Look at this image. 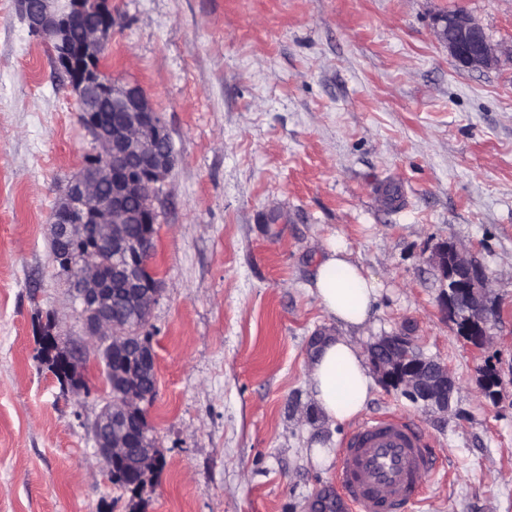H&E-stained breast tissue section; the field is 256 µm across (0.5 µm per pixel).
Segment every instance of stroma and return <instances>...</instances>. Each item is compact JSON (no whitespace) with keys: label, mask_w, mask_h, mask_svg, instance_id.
<instances>
[{"label":"stroma","mask_w":512,"mask_h":512,"mask_svg":"<svg viewBox=\"0 0 512 512\" xmlns=\"http://www.w3.org/2000/svg\"><path fill=\"white\" fill-rule=\"evenodd\" d=\"M110 2L106 68L142 87L176 152L143 328L165 464L137 493L113 486L91 433L102 364L88 358L77 394L38 358L46 318L84 339L48 218L94 143L17 0H0V512H341L336 464L310 448L338 454L352 426L326 422L307 373L339 331L309 292L333 237L384 285L360 347L402 334L456 378L447 412L381 384L363 411L424 433L437 468L414 512H512V0ZM458 7L496 67H459L436 39ZM446 241L473 248L501 305L480 351L441 305Z\"/></svg>","instance_id":"obj_1"}]
</instances>
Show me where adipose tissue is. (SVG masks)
Here are the masks:
<instances>
[{
  "instance_id": "obj_1",
  "label": "adipose tissue",
  "mask_w": 512,
  "mask_h": 512,
  "mask_svg": "<svg viewBox=\"0 0 512 512\" xmlns=\"http://www.w3.org/2000/svg\"><path fill=\"white\" fill-rule=\"evenodd\" d=\"M310 291L344 329L343 334L323 338L308 367L317 408L331 424H342L364 410L375 389L368 361L353 334L375 316L381 285L351 260L346 246L333 241L325 248Z\"/></svg>"
}]
</instances>
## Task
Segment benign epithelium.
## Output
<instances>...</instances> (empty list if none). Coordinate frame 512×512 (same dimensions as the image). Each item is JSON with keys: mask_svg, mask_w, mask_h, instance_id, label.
Returning <instances> with one entry per match:
<instances>
[{"mask_svg": "<svg viewBox=\"0 0 512 512\" xmlns=\"http://www.w3.org/2000/svg\"><path fill=\"white\" fill-rule=\"evenodd\" d=\"M17 5L30 32L51 48L54 65L73 92L78 112L94 116L86 131L95 144V153L67 181L49 217L53 234L70 251L68 278L74 283L84 334L94 339L93 350H103L112 360L134 358L143 372L150 365L156 366L154 350L143 336L132 340L119 335L114 314L124 306L146 317L157 299L156 286L137 276L155 252L151 229L156 213L150 205L132 209L131 200L152 195L172 171V142L141 87L120 83L93 66L104 48L105 32L112 30L109 0H37L34 9L30 0H17ZM78 25L83 26V32L77 41L73 31ZM435 34L463 68L488 69L498 63L496 49L484 30L464 10L439 17ZM105 186L111 188L107 196L101 194ZM130 224H143L150 232L131 237L127 232ZM101 251H110L119 259L112 269V279L124 289L119 299L102 274ZM432 263L440 274L445 309L457 324L458 335L474 348L486 347L497 310L491 282L471 250L443 242L434 250ZM368 353L386 387L401 391L415 403L448 411L456 389L448 366L422 357L406 336H383L369 346ZM125 379V373L113 377L117 396L96 418L93 439L108 471L130 457L146 471L161 465L154 449L144 441L133 444L112 422L141 409L154 390L145 386L129 390ZM500 381L496 367L481 369L479 382L486 396H497L495 387Z\"/></svg>", "mask_w": 512, "mask_h": 512, "instance_id": "obj_1", "label": "benign epithelium"}]
</instances>
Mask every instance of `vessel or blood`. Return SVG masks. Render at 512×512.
<instances>
[{"instance_id": "1", "label": "vessel or blood", "mask_w": 512, "mask_h": 512, "mask_svg": "<svg viewBox=\"0 0 512 512\" xmlns=\"http://www.w3.org/2000/svg\"><path fill=\"white\" fill-rule=\"evenodd\" d=\"M435 462L423 433L399 416L358 423L342 448L336 486L346 512H408Z\"/></svg>"}]
</instances>
